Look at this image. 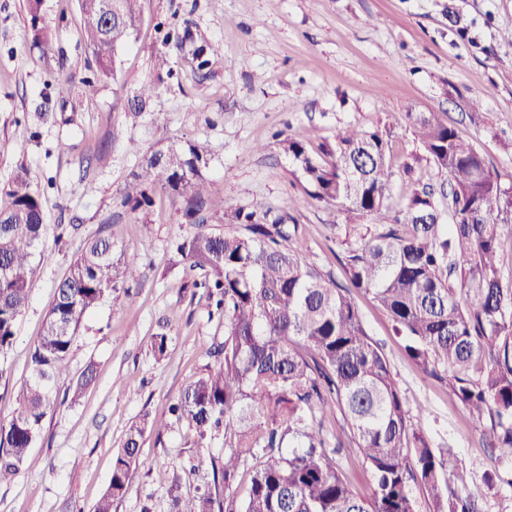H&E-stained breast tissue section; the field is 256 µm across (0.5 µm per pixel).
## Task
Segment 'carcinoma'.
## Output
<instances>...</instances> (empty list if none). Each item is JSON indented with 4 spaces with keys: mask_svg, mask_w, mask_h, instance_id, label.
I'll list each match as a JSON object with an SVG mask.
<instances>
[{
    "mask_svg": "<svg viewBox=\"0 0 512 512\" xmlns=\"http://www.w3.org/2000/svg\"><path fill=\"white\" fill-rule=\"evenodd\" d=\"M144 0H78L81 35L97 63V77H115V55L143 17ZM43 0H26L34 41L52 46L55 31ZM418 140L448 175V210L428 185L403 203L394 195L389 141L372 129L348 126L317 158L295 140L282 141L312 195L350 219L398 209L396 223L348 250L349 284L339 286L303 252L300 225L269 218L261 202L226 211L224 230L198 231L176 252L195 286L215 299L224 320L218 361L188 385L171 412L187 422L199 446L223 431L229 453L211 461L210 491L185 496L169 489L168 512H416L412 486H422L433 512H481L466 495L467 474L454 468L443 479L450 449L435 448L422 429L424 412L410 417L385 354L367 333L352 303L363 291L387 312L407 357L438 380L472 416L491 417L486 447L512 459V282L498 267L501 228L512 213V188H501L484 158L438 112H409ZM203 144L169 146L162 163L143 155L122 193L132 211L152 203L159 189L184 203V215L204 224L218 183L202 174ZM46 229L40 194L19 173L0 187V359L11 349L19 317L37 288L33 257ZM138 278L136 254L113 256L112 240L85 243L57 285L43 335L30 356L31 375L17 390L10 419L0 424V483L11 480L35 445L53 386L87 312L117 287ZM151 348L168 349L167 326ZM490 356L480 378L471 369ZM338 408L349 447L373 476L372 494H355L326 449L327 412ZM144 426L132 425L116 454L107 492L92 512H112L140 465ZM256 461L247 495L232 490L239 466Z\"/></svg>",
    "mask_w": 512,
    "mask_h": 512,
    "instance_id": "carcinoma-1",
    "label": "carcinoma"
}]
</instances>
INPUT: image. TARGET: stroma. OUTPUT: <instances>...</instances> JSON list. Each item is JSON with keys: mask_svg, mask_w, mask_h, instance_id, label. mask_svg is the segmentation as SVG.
<instances>
[{"mask_svg": "<svg viewBox=\"0 0 512 512\" xmlns=\"http://www.w3.org/2000/svg\"><path fill=\"white\" fill-rule=\"evenodd\" d=\"M43 13L56 31L48 51L33 43L25 0H0V186L25 173L48 222L35 259L39 286L0 375V422L30 375L55 286L85 240L111 237L115 253H137L140 273L85 316L34 448L15 478L0 485V512H91L108 489L129 426L141 421L142 462L112 512H167L173 484L186 495L212 486V469L197 466L198 458H224L223 439L199 447L186 422L169 413L213 364L209 350L223 342L224 323L193 285L200 271L174 254V242L195 230L180 199L156 190L146 210L120 206L137 150L205 143L204 174L224 185L213 210L258 200L276 215L290 204L311 260L346 284L349 245L394 223L397 213L347 220L312 197L282 140L303 142L317 156L338 128L379 130L392 146L396 197L422 182L444 204L448 178L406 118L437 112L501 186L512 187V54L499 47L512 30V0H146L137 34L117 53L116 78L99 81L93 95L64 99L57 82L93 78L96 64L80 39L77 0H44ZM163 52L166 70L157 66ZM147 84L156 92L136 111L133 100ZM352 299L409 413L427 408L433 446L452 449L483 512H512V462L485 448L480 424L407 358L372 296L356 292ZM162 322L170 340L158 357L151 338ZM88 369L91 384L74 395ZM341 423L337 415L328 424V448L343 439ZM336 462L353 490L370 496L363 458L337 451Z\"/></svg>", "mask_w": 512, "mask_h": 512, "instance_id": "stroma-1", "label": "stroma"}]
</instances>
